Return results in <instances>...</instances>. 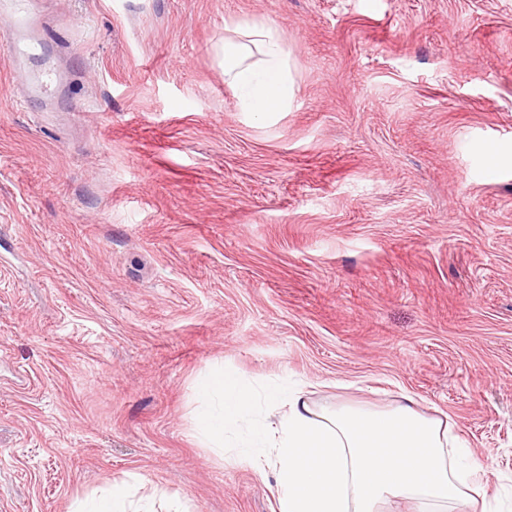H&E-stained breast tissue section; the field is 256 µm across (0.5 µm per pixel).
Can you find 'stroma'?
I'll return each instance as SVG.
<instances>
[{"label":"stroma","instance_id":"stroma-1","mask_svg":"<svg viewBox=\"0 0 512 512\" xmlns=\"http://www.w3.org/2000/svg\"><path fill=\"white\" fill-rule=\"evenodd\" d=\"M0 0V512L113 480L152 512H276L195 438L225 367L315 413L410 396L512 512V0ZM279 33L240 111L219 46ZM53 77L50 89L38 83ZM22 8H18L17 16L10 26V36L8 40L9 53L11 56H20L30 54L37 49L38 40L28 35L26 31L25 17L19 15ZM244 35L254 36L250 43L263 58L260 64L253 63L249 44L225 40L221 48L225 83L235 91L241 111L283 112L294 94L283 43L270 28L248 27Z\"/></svg>","mask_w":512,"mask_h":512}]
</instances>
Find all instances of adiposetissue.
Wrapping results in <instances>:
<instances>
[{"label":"adipose tissue","instance_id":"1","mask_svg":"<svg viewBox=\"0 0 512 512\" xmlns=\"http://www.w3.org/2000/svg\"><path fill=\"white\" fill-rule=\"evenodd\" d=\"M247 41H225L224 81L241 111H284L294 94L284 45L271 29H247ZM261 62H252L253 53ZM200 391L219 400L204 412L198 436L208 448H224L240 422L264 401L275 413L270 424L237 435L236 457L256 469L273 462L277 512H382L405 499L415 512H470L466 489L482 466L460 465L466 455L441 422L411 406L389 411L343 408L315 415L301 390L275 385L255 392L232 370L204 378Z\"/></svg>","mask_w":512,"mask_h":512}]
</instances>
